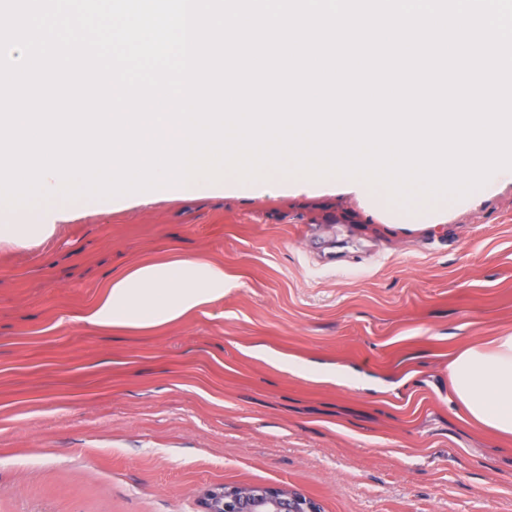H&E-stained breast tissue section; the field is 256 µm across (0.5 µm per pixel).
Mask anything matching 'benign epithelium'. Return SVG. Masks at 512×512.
<instances>
[{
  "instance_id": "obj_1",
  "label": "benign epithelium",
  "mask_w": 512,
  "mask_h": 512,
  "mask_svg": "<svg viewBox=\"0 0 512 512\" xmlns=\"http://www.w3.org/2000/svg\"><path fill=\"white\" fill-rule=\"evenodd\" d=\"M202 512H319L313 500L284 486L220 485L206 489Z\"/></svg>"
}]
</instances>
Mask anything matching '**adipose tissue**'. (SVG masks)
Instances as JSON below:
<instances>
[{
	"mask_svg": "<svg viewBox=\"0 0 512 512\" xmlns=\"http://www.w3.org/2000/svg\"><path fill=\"white\" fill-rule=\"evenodd\" d=\"M225 282L223 264L201 256L141 262L113 276L80 320L101 330L150 331L216 305ZM448 378L470 425L512 436V331L461 350Z\"/></svg>",
	"mask_w": 512,
	"mask_h": 512,
	"instance_id": "obj_1",
	"label": "adipose tissue"
}]
</instances>
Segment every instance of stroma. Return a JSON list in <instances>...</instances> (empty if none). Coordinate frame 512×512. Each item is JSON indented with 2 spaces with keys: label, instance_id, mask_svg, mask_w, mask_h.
I'll list each match as a JSON object with an SVG mask.
<instances>
[{
  "label": "stroma",
  "instance_id": "stroma-1",
  "mask_svg": "<svg viewBox=\"0 0 512 512\" xmlns=\"http://www.w3.org/2000/svg\"><path fill=\"white\" fill-rule=\"evenodd\" d=\"M175 253L223 263V302L145 332L79 322L114 274ZM506 330L512 185L428 229L285 192L73 211L0 246V512H201L224 483L322 512H512V438L465 423L448 381ZM288 369L314 381L332 382L338 385L345 384L346 382V380L341 375L336 373V370L330 371L321 368L309 369L308 364L304 361H289Z\"/></svg>",
  "mask_w": 512,
  "mask_h": 512
}]
</instances>
